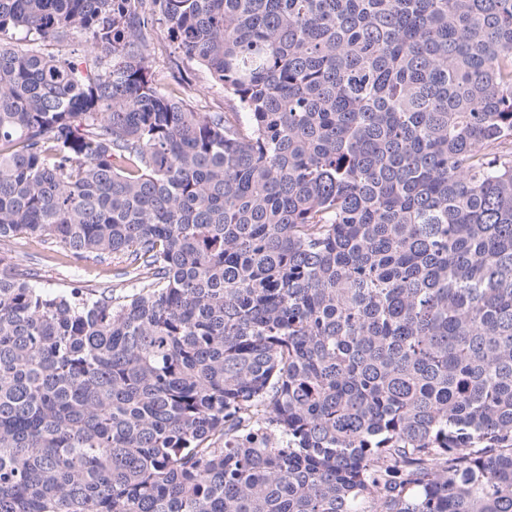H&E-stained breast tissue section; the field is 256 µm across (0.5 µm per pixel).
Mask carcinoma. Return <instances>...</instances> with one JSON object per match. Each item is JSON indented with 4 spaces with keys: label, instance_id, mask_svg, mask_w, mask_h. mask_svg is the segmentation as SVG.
I'll list each match as a JSON object with an SVG mask.
<instances>
[{
    "label": "carcinoma",
    "instance_id": "cac0c4a2",
    "mask_svg": "<svg viewBox=\"0 0 512 512\" xmlns=\"http://www.w3.org/2000/svg\"><path fill=\"white\" fill-rule=\"evenodd\" d=\"M0 512H512V0H0ZM144 37L150 47L155 49L151 57V71L155 75L165 76V82L174 89L178 88L177 81L182 76H187L190 83V99L201 112L230 111L227 102L224 101V90L214 85L209 72L203 66L182 60L184 56L167 40L166 29L163 26L155 24L149 27L144 32ZM175 58H181L180 74L176 69H171ZM171 72H174L175 79L170 76ZM11 249L14 256L34 270L35 280L42 288H65L74 281H80L86 288H98L112 281V256L75 261L62 245L33 237L16 239Z\"/></svg>",
    "mask_w": 512,
    "mask_h": 512
}]
</instances>
